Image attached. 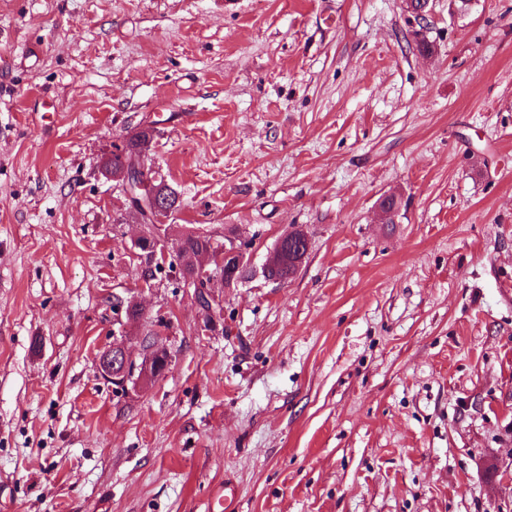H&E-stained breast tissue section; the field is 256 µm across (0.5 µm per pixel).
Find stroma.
Instances as JSON below:
<instances>
[{"mask_svg":"<svg viewBox=\"0 0 512 512\" xmlns=\"http://www.w3.org/2000/svg\"><path fill=\"white\" fill-rule=\"evenodd\" d=\"M153 131L193 297L100 165ZM401 198L383 223L380 199ZM310 250L282 283L278 238ZM153 271L149 289L139 283ZM168 368L117 392L104 347ZM512 512V0H0V512ZM183 236L182 249L186 257L185 271L181 272L184 288H192L198 286L207 291L211 287L212 281L215 274H219L224 280V288H234L237 280L236 276L240 279L239 283H242L248 277V270L239 269L243 265H249L250 255L249 249L250 244L243 241L239 237L232 235H224V250L221 249V244L213 241V238L203 233L193 232L185 235V232L181 234ZM208 250H212L206 261L196 268L194 275L184 280L185 272L193 269L194 260L202 253ZM221 250V251H218ZM215 251H217L215 253ZM233 260L228 264V260Z\"/></svg>","mask_w":512,"mask_h":512,"instance_id":"obj_1","label":"stroma"}]
</instances>
